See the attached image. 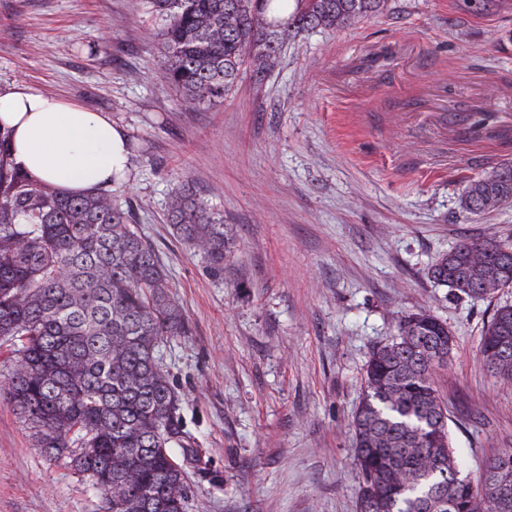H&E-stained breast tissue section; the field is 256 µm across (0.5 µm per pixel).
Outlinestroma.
<instances>
[{"label": "stroma", "mask_w": 512, "mask_h": 512, "mask_svg": "<svg viewBox=\"0 0 512 512\" xmlns=\"http://www.w3.org/2000/svg\"><path fill=\"white\" fill-rule=\"evenodd\" d=\"M148 0H0V85L25 81L129 139L109 192L152 244L191 333L162 347L199 461L187 512H357L353 416L371 350L426 309L455 337L436 388L462 475L512 450V381L478 355L512 288L457 298L431 264L464 238L512 242V204L464 208L512 162V0H385L288 41L262 80L189 106L164 76ZM185 183L224 215V271L178 241ZM0 399V512H100Z\"/></svg>", "instance_id": "35a3bbf8"}]
</instances>
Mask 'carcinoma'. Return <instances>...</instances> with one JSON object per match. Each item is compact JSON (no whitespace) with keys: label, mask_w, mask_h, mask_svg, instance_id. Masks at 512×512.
<instances>
[{"label":"carcinoma","mask_w":512,"mask_h":512,"mask_svg":"<svg viewBox=\"0 0 512 512\" xmlns=\"http://www.w3.org/2000/svg\"><path fill=\"white\" fill-rule=\"evenodd\" d=\"M295 2L288 18L279 13ZM385 0H152L165 78L189 105L211 104L245 62L261 80L301 33L346 29ZM512 202V163L474 181L464 207ZM176 236L224 269V218L186 184L170 205ZM459 298L512 288V245L465 240L429 269ZM189 322L169 295L166 270L128 212L105 193L61 194L10 158L0 133V347L16 361L0 396L49 457H67L103 495V512H186L196 459L181 398L160 347ZM453 345L426 311L403 316L391 343L370 353L366 395L353 419L359 512H512V451L486 463L478 482L459 477L448 414L433 373ZM481 361L512 381V304L484 332ZM181 450L177 458L174 448Z\"/></svg>","instance_id":"obj_1"}]
</instances>
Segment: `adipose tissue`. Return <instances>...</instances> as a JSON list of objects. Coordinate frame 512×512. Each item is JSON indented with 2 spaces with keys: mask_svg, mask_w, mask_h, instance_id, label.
I'll return each mask as SVG.
<instances>
[{
  "mask_svg": "<svg viewBox=\"0 0 512 512\" xmlns=\"http://www.w3.org/2000/svg\"><path fill=\"white\" fill-rule=\"evenodd\" d=\"M0 130L14 164L56 191L95 193L126 177L127 137L106 113L16 83L0 87Z\"/></svg>",
  "mask_w": 512,
  "mask_h": 512,
  "instance_id": "ef3b65f1",
  "label": "adipose tissue"
}]
</instances>
